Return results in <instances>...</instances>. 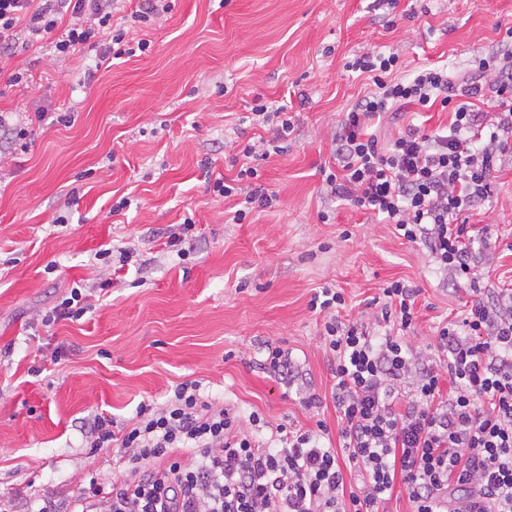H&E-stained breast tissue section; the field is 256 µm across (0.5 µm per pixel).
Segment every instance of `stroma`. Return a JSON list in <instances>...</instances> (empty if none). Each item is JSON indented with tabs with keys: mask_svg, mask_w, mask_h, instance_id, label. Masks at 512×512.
<instances>
[{
	"mask_svg": "<svg viewBox=\"0 0 512 512\" xmlns=\"http://www.w3.org/2000/svg\"><path fill=\"white\" fill-rule=\"evenodd\" d=\"M398 8L410 17L379 0H171L155 25L130 32L150 40L145 55L99 71L93 51L32 47L15 58L26 81L0 72V111L29 127L22 147L0 136V498L72 493L90 472L112 480L111 450L85 446L95 415L125 427L141 403L163 404L187 381L262 438L320 419L337 433L323 318L309 309L318 288L341 289V317L370 323L386 283L408 281L419 290L408 337L419 351L440 321L482 299V289L446 287L424 247L323 188L336 123L369 89L347 61L384 46L399 56L395 77L443 65L459 75L497 25H512V0ZM259 96L291 104L294 131L287 152L260 164L277 205L236 224L237 197L212 184L238 172L229 143L258 137L248 114ZM188 219L181 259L166 233ZM472 221L496 240L491 282L512 286V160ZM124 248L136 252L126 264ZM97 252L113 276L95 308L42 326L73 284L95 279ZM269 344L290 353L319 408L263 369Z\"/></svg>",
	"mask_w": 512,
	"mask_h": 512,
	"instance_id": "stroma-1",
	"label": "stroma"
}]
</instances>
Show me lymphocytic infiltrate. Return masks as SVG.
Wrapping results in <instances>:
<instances>
[{
  "instance_id": "obj_1",
  "label": "lymphocytic infiltrate",
  "mask_w": 512,
  "mask_h": 512,
  "mask_svg": "<svg viewBox=\"0 0 512 512\" xmlns=\"http://www.w3.org/2000/svg\"><path fill=\"white\" fill-rule=\"evenodd\" d=\"M170 8L146 0L116 29L109 0H0V61L48 38L59 57L98 49L95 66L106 68L112 58L145 54L149 40H128L126 28L150 27ZM397 62L380 50L351 62L371 89L336 127L326 191L422 245L457 288L480 277L476 248L490 241L469 214L492 195L498 164L512 158V27L457 80L444 67L395 80ZM489 73L497 81L486 111L479 103ZM436 106L451 112L448 126L429 132L411 122L384 144L373 130L385 115ZM251 115L270 136L245 145V157L283 153L294 129L287 112L259 101ZM417 294L404 281L387 283L378 338L362 320L339 319L341 292L312 296L310 309L329 315L323 336L338 442L321 420L305 431L277 426L274 442L263 441L244 432L233 409L204 400L197 382H183L162 407L140 406L122 430L94 418L90 450L113 449L122 463L112 481L90 478L76 494L28 501L25 512H388L397 489L412 512H512V289H494L461 322L439 325L422 355L405 340ZM349 466L360 484L347 483Z\"/></svg>"
}]
</instances>
